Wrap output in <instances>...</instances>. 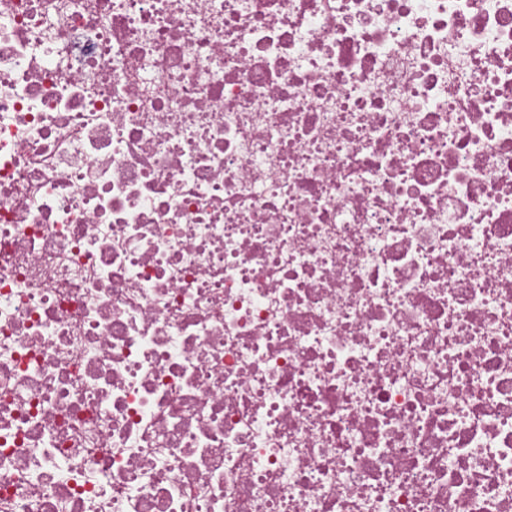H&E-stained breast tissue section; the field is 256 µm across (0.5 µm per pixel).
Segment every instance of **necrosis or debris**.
<instances>
[{
  "label": "necrosis or debris",
  "mask_w": 512,
  "mask_h": 512,
  "mask_svg": "<svg viewBox=\"0 0 512 512\" xmlns=\"http://www.w3.org/2000/svg\"><path fill=\"white\" fill-rule=\"evenodd\" d=\"M0 512H512V0H0Z\"/></svg>",
  "instance_id": "4bbe7bcc"
}]
</instances>
